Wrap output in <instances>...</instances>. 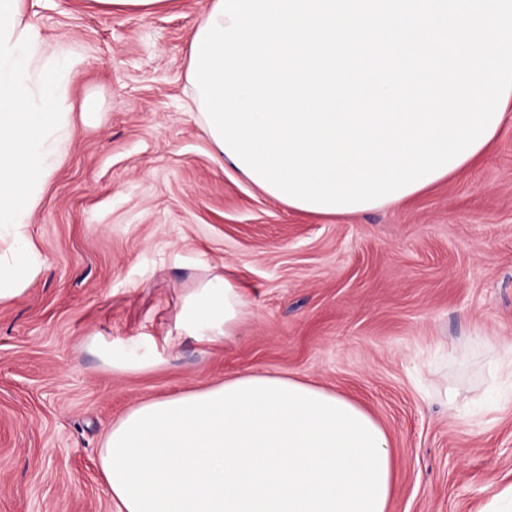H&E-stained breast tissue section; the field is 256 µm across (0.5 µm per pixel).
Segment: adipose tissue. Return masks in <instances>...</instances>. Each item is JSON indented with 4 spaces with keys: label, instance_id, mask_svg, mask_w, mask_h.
Masks as SVG:
<instances>
[{
    "label": "adipose tissue",
    "instance_id": "ef3b65f1",
    "mask_svg": "<svg viewBox=\"0 0 512 512\" xmlns=\"http://www.w3.org/2000/svg\"><path fill=\"white\" fill-rule=\"evenodd\" d=\"M69 53L51 51L0 0V303L44 263L28 228L71 133ZM247 302L228 274L201 280L177 326L204 344L238 335ZM114 512H390L396 468L384 427L360 404L269 374L144 401L99 450Z\"/></svg>",
    "mask_w": 512,
    "mask_h": 512
}]
</instances>
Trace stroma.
Returning a JSON list of instances; mask_svg holds the SVG:
<instances>
[{
	"mask_svg": "<svg viewBox=\"0 0 512 512\" xmlns=\"http://www.w3.org/2000/svg\"><path fill=\"white\" fill-rule=\"evenodd\" d=\"M209 4L140 16L24 0L40 38L79 62L71 142L30 221L45 264L0 304V512H113L97 459L112 423L245 373L363 405L391 440V512H483L512 483V391L492 384V354L456 350L479 335L512 350V125L403 204L288 210L224 163L189 108L187 45ZM86 96L99 108L84 115ZM226 270L247 301L239 336L181 334L185 295ZM132 345L160 363L119 372L101 356Z\"/></svg>",
	"mask_w": 512,
	"mask_h": 512,
	"instance_id": "stroma-1",
	"label": "stroma"
}]
</instances>
